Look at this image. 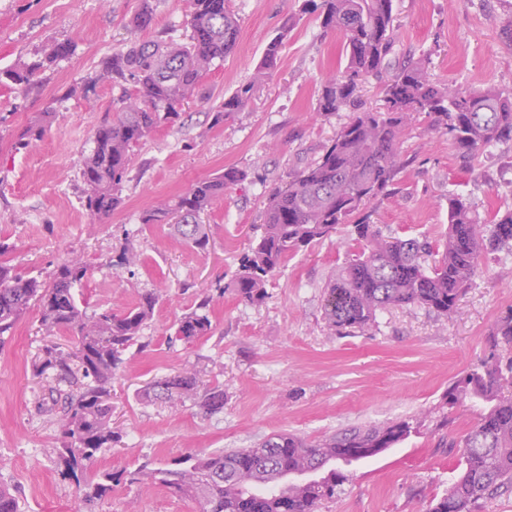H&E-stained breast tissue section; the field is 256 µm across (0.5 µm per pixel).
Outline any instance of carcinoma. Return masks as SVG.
<instances>
[{
  "label": "carcinoma",
  "mask_w": 512,
  "mask_h": 512,
  "mask_svg": "<svg viewBox=\"0 0 512 512\" xmlns=\"http://www.w3.org/2000/svg\"><path fill=\"white\" fill-rule=\"evenodd\" d=\"M318 11L324 28L344 39L346 64L321 80L317 112L334 115L350 108L352 116L339 128L322 154L269 197L261 233L240 258L231 288L243 302L262 304L269 278L281 272L288 258L314 243L331 238L351 224L357 248L348 252L336 277L327 286L324 314L339 335L352 329L370 332L377 314L389 307L422 306L448 316L480 269L482 256L512 249V210L480 217L470 203L448 194V230L442 250L430 265L424 255L430 245L417 238L383 234L357 218L368 203L391 195L402 170V146L411 115L423 113L432 129L450 135L456 149L473 156L482 149L512 141V88L489 87L459 91L430 78L429 57L408 59L394 68L386 58L399 46L394 25V0H305ZM186 41L173 38L131 40L112 48L101 68L87 83L122 88L112 101V120L93 134V149L80 162L82 203L89 223L101 222L120 204V192L132 162L133 147L164 125L176 123L184 102L196 98L217 61L232 55L241 33L240 19L229 0H189ZM155 0H140L131 19L145 28L155 15ZM288 29L267 45L254 80L242 85L215 109L219 123L240 111L258 84L277 64ZM71 43L57 41L43 57L0 71V83L20 87L37 83L51 63L68 56ZM373 78L383 95L384 108L364 110L357 105L363 81ZM51 117L45 112L23 131L17 148L43 138ZM247 173L227 167L201 179L174 197L158 198L142 217L144 224H172L181 239L197 248L208 244L201 214L224 201V193L246 179ZM140 263L139 252L126 247L111 261L118 269ZM89 267L79 259L56 269L44 284L24 277L0 262V338L10 335L32 307L39 308L47 335H69L65 348L53 340L41 347L37 373L54 371L55 380L76 388L66 397L58 418L60 456L66 474L77 476L84 463L112 448V378L124 362V352L139 343L140 332L156 303L152 295L120 311L89 314L78 303L75 287ZM212 329L210 299L201 300L178 320L175 336L192 341ZM494 348H512V310L500 317L490 333ZM177 406L200 399L210 413L224 409V389L199 392L197 374L183 371L155 380L143 394ZM451 408H479L477 421L451 447L462 449V469L428 512H472L481 501L512 490V358L494 354L480 368L456 378L444 395ZM415 427L395 421L379 427H356L309 442L292 434L263 439L253 448H230L189 454L173 468L144 463L125 470L130 486L159 485L180 498L200 505V512H319L336 500L346 475L336 467L372 458L405 441ZM114 476L92 474L83 480L82 503L93 506L110 490ZM0 512H20L12 489L0 483Z\"/></svg>",
  "instance_id": "obj_1"
}]
</instances>
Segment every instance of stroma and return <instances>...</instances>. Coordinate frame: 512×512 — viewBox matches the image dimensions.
<instances>
[{
	"label": "stroma",
	"instance_id": "1",
	"mask_svg": "<svg viewBox=\"0 0 512 512\" xmlns=\"http://www.w3.org/2000/svg\"><path fill=\"white\" fill-rule=\"evenodd\" d=\"M140 0H0V69L37 60L48 44L71 41L29 88L0 85V260L19 273L49 281L57 266L80 258L89 275L76 288L88 312L134 305L147 293L156 305L141 336L145 351L129 350L112 381V423L120 435L98 453L92 472L115 474L142 463L166 467L181 455L250 448L267 436L292 433L309 441L352 428L409 419L419 427L402 444L346 467L349 479L321 512H427L461 464V451L441 446L476 421L473 407L445 406L457 376L489 353L495 322L512 310V252L485 253L454 314L418 306L380 312L372 334L336 335L324 320V292L351 241L348 227L289 259L270 278L264 303L241 302L227 286L247 252L269 196L303 169L349 118L316 112L322 77L345 65L343 39L325 29L302 0H230L240 19L234 53L217 63L202 97L180 121L150 134L134 150L122 205L89 228L81 206L79 165L93 132L112 116L111 85L82 87L113 47L163 33L184 36L187 0H160L152 25L129 21ZM401 48L430 55L431 79L462 90L512 86V0H395ZM294 26L275 70L242 111L215 122L224 97L250 81L269 41L286 21ZM52 119L44 137L15 144L42 112ZM404 168L390 198L368 204L383 233L417 237L441 247L448 196L480 214L512 208V143L479 155L460 154L447 133L414 115L403 144ZM234 166L248 177L228 189L204 217L210 241L198 249L171 225L141 222L159 197ZM141 255L132 271L107 260L124 245ZM211 295L212 333L197 341L173 334L180 317ZM31 308L0 343V482L17 494L22 512H77L78 492L58 461L61 437L51 381L38 376L42 333ZM224 389V408L198 402L170 407L141 398L150 381L184 369ZM97 512H198L196 502L159 487L113 484Z\"/></svg>",
	"mask_w": 512,
	"mask_h": 512
}]
</instances>
